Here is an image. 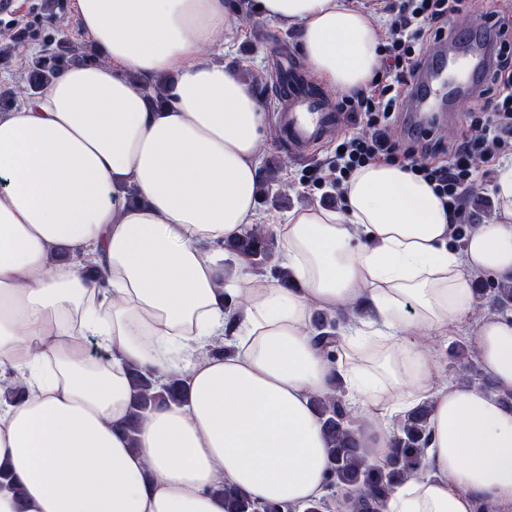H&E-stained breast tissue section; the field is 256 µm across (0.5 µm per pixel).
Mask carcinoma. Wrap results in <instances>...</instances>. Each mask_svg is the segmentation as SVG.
<instances>
[{
    "instance_id": "1",
    "label": "carcinoma",
    "mask_w": 512,
    "mask_h": 512,
    "mask_svg": "<svg viewBox=\"0 0 512 512\" xmlns=\"http://www.w3.org/2000/svg\"><path fill=\"white\" fill-rule=\"evenodd\" d=\"M95 60L87 47L67 37L53 38L46 53L30 65L24 90L27 96L38 94L52 79L57 68L65 63L91 62ZM277 164L265 165L261 175V191L265 199L276 205L284 203L287 194L277 188ZM274 238L262 224L247 229L242 237L224 245V249L245 259L250 268L261 270L272 260ZM486 297L494 311L501 315L512 310V284L488 279L478 289ZM339 319L328 313H320L314 321L315 341L327 357H336L339 349ZM133 388V400L129 420L123 428L128 439H135L140 426L150 412L159 405L182 403L186 394L185 380L172 376L160 383L137 367L128 369ZM313 405L319 415L327 439L328 495L308 503L303 512H331L332 504L343 492L349 497L352 512H378L381 503L400 481L423 469L425 448L428 444L429 405L424 403L404 413L394 428L393 455L384 469L370 465L363 453L358 435L357 419L345 400V392L336 387L326 395L313 396ZM224 512H290V508L276 505H257L248 498L230 490H224Z\"/></svg>"
}]
</instances>
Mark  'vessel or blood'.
<instances>
[{
  "instance_id": "vessel-or-blood-1",
  "label": "vessel or blood",
  "mask_w": 512,
  "mask_h": 512,
  "mask_svg": "<svg viewBox=\"0 0 512 512\" xmlns=\"http://www.w3.org/2000/svg\"><path fill=\"white\" fill-rule=\"evenodd\" d=\"M494 51L478 26L464 18L449 22L447 37L424 65L407 104L418 126L428 128L440 104L460 111L472 102L482 74L493 64ZM275 84L279 130L292 155L307 153L341 127L343 113L334 111L325 94L309 85L287 56L279 58Z\"/></svg>"
}]
</instances>
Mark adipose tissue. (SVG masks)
<instances>
[{
    "label": "adipose tissue",
    "mask_w": 512,
    "mask_h": 512,
    "mask_svg": "<svg viewBox=\"0 0 512 512\" xmlns=\"http://www.w3.org/2000/svg\"><path fill=\"white\" fill-rule=\"evenodd\" d=\"M95 65L62 68L0 112V463L23 488L0 512H224L217 488L302 512L326 495V442L310 396L341 380L369 463L391 453L390 419L431 400L425 473L379 512H512V317L475 316L473 280L512 277V162L497 216L450 247L447 211L397 162L357 169L343 207L292 211L272 232L298 285L237 263L224 242L256 217L265 114L209 54L240 29L227 0H76ZM299 27L331 88L380 68L370 10L349 0H257ZM144 76L135 85L128 73ZM170 76L157 105L149 79ZM345 312L343 357L316 345V311ZM497 392L440 378L421 338L465 322ZM224 353H215L216 344ZM134 364L183 375L179 407L136 443L119 428Z\"/></svg>",
    "instance_id": "ef3b65f1"
}]
</instances>
